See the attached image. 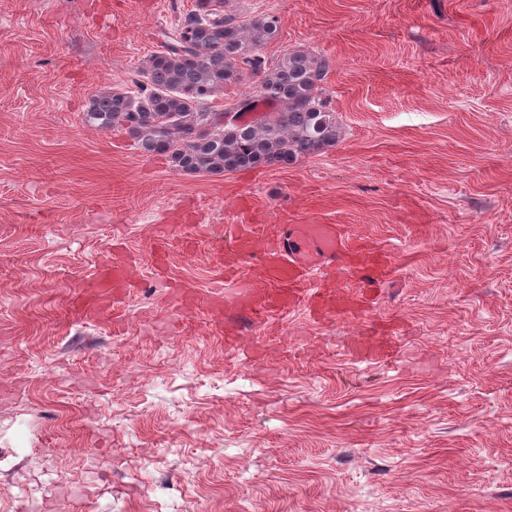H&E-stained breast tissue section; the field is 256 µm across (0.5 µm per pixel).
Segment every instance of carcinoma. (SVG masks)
Listing matches in <instances>:
<instances>
[{
    "instance_id": "carcinoma-1",
    "label": "carcinoma",
    "mask_w": 512,
    "mask_h": 512,
    "mask_svg": "<svg viewBox=\"0 0 512 512\" xmlns=\"http://www.w3.org/2000/svg\"><path fill=\"white\" fill-rule=\"evenodd\" d=\"M278 29L273 12L241 15L228 0H195L142 62L139 78L88 98L85 121L124 131L143 153L167 156L186 175L285 166L324 152L341 136L323 97L329 61L302 49L266 58ZM250 77L257 79L250 91L225 103L238 123L224 125L208 102Z\"/></svg>"
}]
</instances>
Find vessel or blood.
I'll use <instances>...</instances> for the list:
<instances>
[{"label": "vessel or blood", "mask_w": 512, "mask_h": 512, "mask_svg": "<svg viewBox=\"0 0 512 512\" xmlns=\"http://www.w3.org/2000/svg\"><path fill=\"white\" fill-rule=\"evenodd\" d=\"M225 238L262 272V286L241 295L248 312L257 319L306 296L314 304L324 303V290H309L308 277L316 273L323 279L334 278L337 262L347 254L357 258L349 275L360 291L377 288L391 276L388 264L366 255L363 239L347 235L335 224H282L273 233L262 224H230ZM99 285L120 294L127 285L125 269L103 267Z\"/></svg>", "instance_id": "vessel-or-blood-1"}]
</instances>
